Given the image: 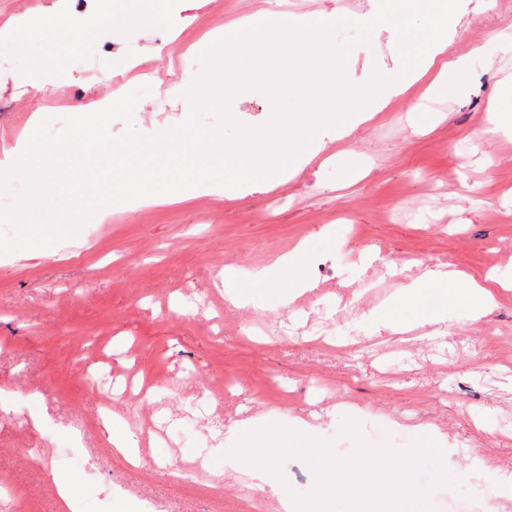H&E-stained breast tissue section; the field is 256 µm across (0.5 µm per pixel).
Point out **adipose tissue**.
Masks as SVG:
<instances>
[{
	"mask_svg": "<svg viewBox=\"0 0 512 512\" xmlns=\"http://www.w3.org/2000/svg\"><path fill=\"white\" fill-rule=\"evenodd\" d=\"M307 244H299L292 251L280 256L275 271L257 274L252 283H244L232 267L224 269V292L230 303L238 308L263 310L270 303L288 307L294 299L313 288L314 282L305 270ZM447 286L449 294L462 299V319L475 322L483 317L493 301L494 288H512V272L503 271L487 277L486 281L462 279L456 272L445 266L425 267L422 274L412 279L405 292L411 295V302L396 300L397 311L389 316L370 311L367 322L375 329H386L403 333L416 324H426L433 334H445L453 315L447 305L426 302L425 297L433 286Z\"/></svg>",
	"mask_w": 512,
	"mask_h": 512,
	"instance_id": "ef3b65f1",
	"label": "adipose tissue"
}]
</instances>
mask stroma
I'll return each instance as SVG.
<instances>
[{"mask_svg": "<svg viewBox=\"0 0 512 512\" xmlns=\"http://www.w3.org/2000/svg\"><path fill=\"white\" fill-rule=\"evenodd\" d=\"M57 2L0 0V28L21 15L39 21L9 34L0 49V149L35 129L22 87L32 69L40 71L42 106L57 132L76 108L119 85L145 87L138 74L120 70L129 49L156 75L173 71L183 82L201 73L197 57L212 33L261 10L257 0H178L183 23L173 32L157 18L162 0H114V10L138 12V21L87 34L70 28L67 17L90 15L95 0H68L63 14ZM464 2L446 53L468 59L467 73L433 95L427 80L412 84L349 137L320 131V150L333 160H311L289 179L278 222L267 220L257 199L246 210L235 198L198 197L84 225L80 248L60 242L0 255V388L40 394L54 423L81 435L76 444L0 409V482L17 492L0 512H59L51 475L63 472L68 452L91 465L75 472L90 512H141L145 504L152 512H197L204 498L210 512H244L252 494L245 474L180 491L160 472L127 474L99 426L106 392L82 375L81 359L148 386L137 398L114 397L112 408L127 417L149 458L182 459L184 449L206 446L246 419L287 422L346 457L355 443L342 424L352 418L372 445L405 449L430 436L447 449L450 474L468 470L466 482L436 488L430 471H421L424 512H448L452 504L460 512H512V487L486 480L490 467L512 473V290L497 291L486 316L444 337L426 326L378 335L360 325L420 275L416 260L477 279L512 268V142L481 135L512 86V0ZM49 15L56 19L51 29L41 24ZM481 44L484 55L472 57ZM400 65L398 40L384 32L351 49L345 76L361 86L374 71ZM146 89L132 121L113 119L110 135L183 122L188 100ZM230 112L258 127L273 107L264 93L244 90ZM430 171L442 177L434 192ZM340 207L348 215L330 252L322 234ZM392 207L399 215L386 219ZM303 241L334 266L335 277L296 299L305 312L298 333L262 335L281 310L227 306L215 275L243 256L256 269L271 267ZM368 247L381 258L365 268L358 257ZM391 261L397 273H390ZM176 295L193 299L196 313L171 311ZM326 321L343 330L340 346L311 335ZM350 327L355 335H347ZM187 366L196 374L176 391L163 388L169 374ZM488 416L495 430L482 427ZM26 448L33 458L23 457Z\"/></svg>", "mask_w": 512, "mask_h": 512, "instance_id": "35a3bbf8", "label": "stroma"}]
</instances>
